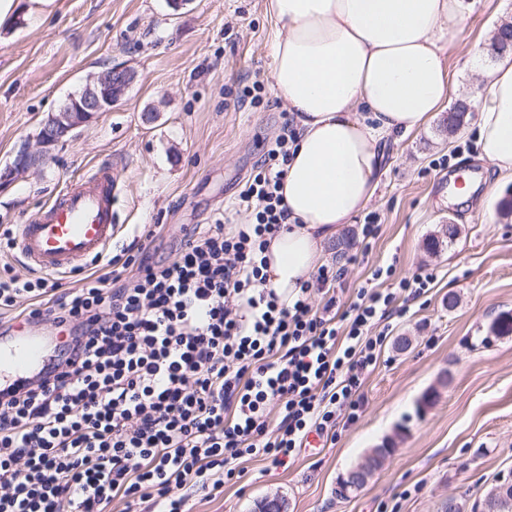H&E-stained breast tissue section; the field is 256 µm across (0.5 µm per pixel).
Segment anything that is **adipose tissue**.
<instances>
[{
	"instance_id": "1",
	"label": "adipose tissue",
	"mask_w": 512,
	"mask_h": 512,
	"mask_svg": "<svg viewBox=\"0 0 512 512\" xmlns=\"http://www.w3.org/2000/svg\"><path fill=\"white\" fill-rule=\"evenodd\" d=\"M278 24L272 88L295 131L283 180L288 228L272 238L267 283L289 293L374 197L379 144L418 132L452 89L448 43L462 0H269ZM478 75L480 157L512 178V53Z\"/></svg>"
}]
</instances>
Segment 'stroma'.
<instances>
[{"label":"stroma","mask_w":512,"mask_h":512,"mask_svg":"<svg viewBox=\"0 0 512 512\" xmlns=\"http://www.w3.org/2000/svg\"><path fill=\"white\" fill-rule=\"evenodd\" d=\"M268 0H54L51 11H22L0 25V173L23 144H35L47 117L87 80L115 67L137 73L109 111L96 114L49 161L0 190V225L21 224L66 184L100 165L119 169L113 202L123 229L119 252L137 225L162 230L146 244L156 261L170 258L185 229L220 216L245 224L239 195L253 166L288 121L273 89L271 44L276 22ZM464 20L448 45L455 97H471L474 45L512 24V0H462ZM260 82L259 103L240 109L244 87ZM478 112L455 133L436 113L420 131L387 140L375 197L338 235L344 256L326 247L327 264L341 263L342 297L364 286L375 266L394 264L387 287L425 271L434 286L405 302L393 319L364 402L353 423L323 448L302 449L288 468L256 459L242 480H229L213 499L197 495L193 512H254L257 500H284L286 512H446L465 507L512 476V335L489 327L512 314V217L499 203L511 178L489 175L479 160ZM482 172L486 182L468 207L450 203L452 174ZM379 231L363 246V224ZM458 225L456 240L436 254L424 243L442 225ZM456 305H449V298ZM409 341L406 350L397 338ZM438 396L426 409L428 391ZM392 454L350 498L338 480L371 449Z\"/></svg>","instance_id":"obj_1"}]
</instances>
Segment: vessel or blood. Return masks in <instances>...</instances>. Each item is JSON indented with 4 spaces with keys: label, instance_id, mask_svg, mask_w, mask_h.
I'll return each instance as SVG.
<instances>
[{
    "label": "vessel or blood",
    "instance_id": "b4317fda",
    "mask_svg": "<svg viewBox=\"0 0 512 512\" xmlns=\"http://www.w3.org/2000/svg\"><path fill=\"white\" fill-rule=\"evenodd\" d=\"M120 173L103 165L81 181L59 190L20 227L19 247L33 270L67 274L85 260L103 255L120 231L112 202ZM62 330L52 322L16 321L0 335V392L51 371V337Z\"/></svg>",
    "mask_w": 512,
    "mask_h": 512
}]
</instances>
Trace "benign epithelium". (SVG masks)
Wrapping results in <instances>:
<instances>
[{"label":"benign epithelium","mask_w":512,"mask_h":512,"mask_svg":"<svg viewBox=\"0 0 512 512\" xmlns=\"http://www.w3.org/2000/svg\"><path fill=\"white\" fill-rule=\"evenodd\" d=\"M135 73L128 68H113L105 75L88 81L80 92L75 108L51 117L37 135V148L25 145L18 152L14 165L0 175V188L18 175L45 163L52 148L72 137L73 132L86 125L94 114L105 112L124 95L134 82Z\"/></svg>","instance_id":"obj_1"}]
</instances>
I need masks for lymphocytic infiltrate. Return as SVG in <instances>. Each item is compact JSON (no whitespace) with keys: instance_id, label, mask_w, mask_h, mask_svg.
<instances>
[{"instance_id":"obj_1","label":"lymphocytic infiltrate","mask_w":512,"mask_h":512,"mask_svg":"<svg viewBox=\"0 0 512 512\" xmlns=\"http://www.w3.org/2000/svg\"><path fill=\"white\" fill-rule=\"evenodd\" d=\"M294 142L283 129L251 172L253 222L195 225L159 262L146 229L74 288L0 276L1 332L24 317L69 333L54 375L0 393V512H107L117 498L190 512L243 459L287 464L309 433L329 442L356 419L396 296L361 287L342 303L327 266L292 294L267 287Z\"/></svg>"}]
</instances>
